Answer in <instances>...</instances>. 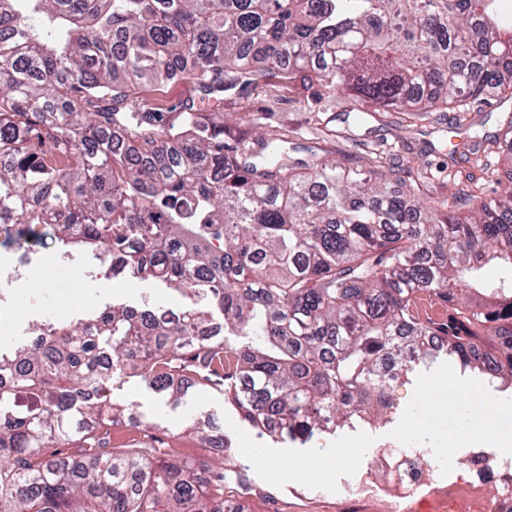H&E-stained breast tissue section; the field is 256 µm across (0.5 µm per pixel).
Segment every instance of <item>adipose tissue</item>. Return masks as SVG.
Listing matches in <instances>:
<instances>
[{"label":"adipose tissue","instance_id":"1","mask_svg":"<svg viewBox=\"0 0 512 512\" xmlns=\"http://www.w3.org/2000/svg\"><path fill=\"white\" fill-rule=\"evenodd\" d=\"M453 425L449 444L470 448L484 439L495 440L502 455H512V404H500L493 412L479 415L461 414L455 401L431 406L424 421L425 430L437 433L445 425Z\"/></svg>","mask_w":512,"mask_h":512}]
</instances>
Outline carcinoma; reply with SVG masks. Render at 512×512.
<instances>
[{
    "label": "carcinoma",
    "mask_w": 512,
    "mask_h": 512,
    "mask_svg": "<svg viewBox=\"0 0 512 512\" xmlns=\"http://www.w3.org/2000/svg\"><path fill=\"white\" fill-rule=\"evenodd\" d=\"M498 0H0V234L50 228L112 273L159 279L178 315L110 305L0 351V512H241L233 471L110 446L117 377L175 400L224 381L292 442L371 424L400 376L446 359L512 389V184L414 209L385 175L224 128V95L314 79L379 110L512 96ZM197 85L180 112L135 91ZM512 155V120L465 161ZM219 313L230 344L212 338ZM76 445L79 452L55 448Z\"/></svg>",
    "instance_id": "cac0c4a2"
}]
</instances>
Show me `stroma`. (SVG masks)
Instances as JSON below:
<instances>
[{
  "mask_svg": "<svg viewBox=\"0 0 512 512\" xmlns=\"http://www.w3.org/2000/svg\"><path fill=\"white\" fill-rule=\"evenodd\" d=\"M194 95L188 82L137 92L155 112L177 111ZM224 110L236 116L249 112L265 129L284 128L298 145L317 147L331 160L356 158L370 166L381 156L396 172L415 161L428 172L424 193L430 200L452 191L454 173L468 172L464 157L474 144L473 133L493 135L512 121V102L478 112H434L422 119L371 112L359 121L348 100L316 83L264 84L247 104L225 99ZM47 250L59 251L64 269L19 280L7 272L10 248L0 244V350L28 341L27 328L34 321L78 320L113 303L166 313L179 312L188 303L157 281L113 276L109 265L91 251L60 252L51 236L43 246H32L30 264H39ZM465 381L461 373L438 365L395 386L384 422L318 432L302 446L250 426L225 401L223 386L193 390L174 401L140 379H124L112 385L110 399L131 408L138 422L113 425L112 445L124 448L149 435L163 441L168 453L195 460L208 454L201 439L207 433L225 443L224 455L238 476L225 484L224 497L245 512H343L348 484L371 468L374 452L385 445L418 449L443 478L449 467L459 466L463 450L448 447L441 435L423 433L419 421L428 403L450 397L468 403V395L459 390Z\"/></svg>",
  "mask_w": 512,
  "mask_h": 512,
  "instance_id": "obj_1",
  "label": "stroma"
}]
</instances>
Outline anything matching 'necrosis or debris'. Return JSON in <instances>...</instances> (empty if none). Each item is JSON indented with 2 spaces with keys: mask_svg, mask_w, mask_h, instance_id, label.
<instances>
[{
  "mask_svg": "<svg viewBox=\"0 0 512 512\" xmlns=\"http://www.w3.org/2000/svg\"><path fill=\"white\" fill-rule=\"evenodd\" d=\"M412 451L393 457L388 449L377 450V465L355 480L352 498L373 501L386 512H411L405 495L425 489L432 495H447L449 505L466 501L475 512H512V458L485 445L470 448L462 467L440 479L435 468H415Z\"/></svg>",
  "mask_w": 512,
  "mask_h": 512,
  "instance_id": "4bbe7bcc",
  "label": "necrosis or debris"
}]
</instances>
